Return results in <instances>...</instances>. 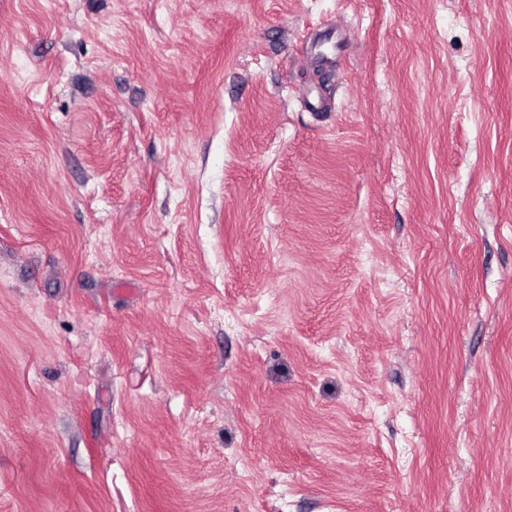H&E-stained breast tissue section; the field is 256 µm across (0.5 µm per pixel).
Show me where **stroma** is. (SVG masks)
<instances>
[{
	"label": "stroma",
	"mask_w": 512,
	"mask_h": 512,
	"mask_svg": "<svg viewBox=\"0 0 512 512\" xmlns=\"http://www.w3.org/2000/svg\"><path fill=\"white\" fill-rule=\"evenodd\" d=\"M0 512H512V0H0Z\"/></svg>",
	"instance_id": "1"
}]
</instances>
